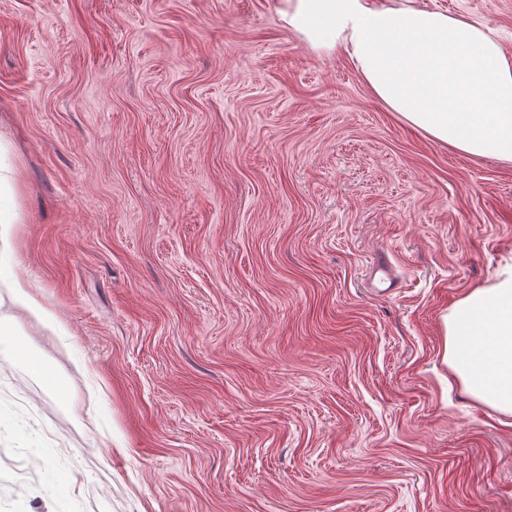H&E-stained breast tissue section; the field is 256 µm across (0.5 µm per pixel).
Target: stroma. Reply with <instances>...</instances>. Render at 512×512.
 <instances>
[{
	"label": "stroma",
	"mask_w": 512,
	"mask_h": 512,
	"mask_svg": "<svg viewBox=\"0 0 512 512\" xmlns=\"http://www.w3.org/2000/svg\"><path fill=\"white\" fill-rule=\"evenodd\" d=\"M426 3L512 55V0ZM0 138L63 327L0 281V512H512V428L449 391L442 327L512 263V164L275 0H0Z\"/></svg>",
	"instance_id": "obj_1"
}]
</instances>
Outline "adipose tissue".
<instances>
[{"instance_id":"ef3b65f1","label":"adipose tissue","mask_w":512,"mask_h":512,"mask_svg":"<svg viewBox=\"0 0 512 512\" xmlns=\"http://www.w3.org/2000/svg\"><path fill=\"white\" fill-rule=\"evenodd\" d=\"M282 22L316 53L346 57L371 94L431 138L512 163V56L477 21L421 0H277ZM13 177L0 139V279L45 325L55 316L11 264ZM448 382L512 428V265L460 297L443 318Z\"/></svg>"}]
</instances>
